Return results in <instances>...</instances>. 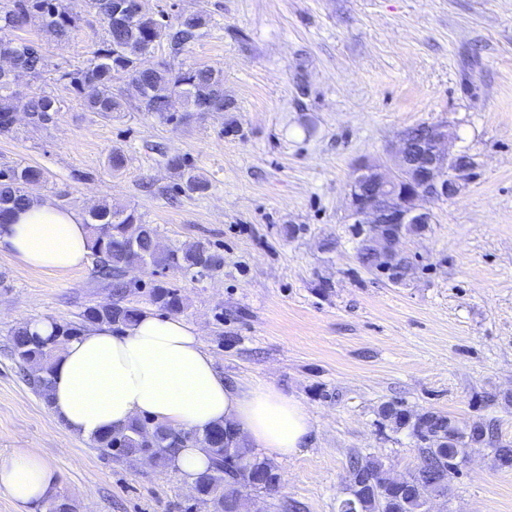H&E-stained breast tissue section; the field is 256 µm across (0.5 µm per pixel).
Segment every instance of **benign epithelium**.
Segmentation results:
<instances>
[{
	"mask_svg": "<svg viewBox=\"0 0 512 512\" xmlns=\"http://www.w3.org/2000/svg\"><path fill=\"white\" fill-rule=\"evenodd\" d=\"M125 0L112 2V29L128 24ZM455 139L445 123L403 130L392 164L360 161L348 184L346 223L366 230L364 239L382 258L407 256L406 237L434 223L432 204L456 197L478 167L473 155L451 151Z\"/></svg>",
	"mask_w": 512,
	"mask_h": 512,
	"instance_id": "obj_1",
	"label": "benign epithelium"
}]
</instances>
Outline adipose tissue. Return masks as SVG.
Segmentation results:
<instances>
[{
	"instance_id": "adipose-tissue-1",
	"label": "adipose tissue",
	"mask_w": 512,
	"mask_h": 512,
	"mask_svg": "<svg viewBox=\"0 0 512 512\" xmlns=\"http://www.w3.org/2000/svg\"><path fill=\"white\" fill-rule=\"evenodd\" d=\"M91 245L83 216L46 196L0 225V249L51 274L81 269ZM49 408L84 438L141 417L185 431L224 424L275 460L309 446L315 433L299 399L267 381L225 379L194 323L150 308L122 330L96 324L69 340L54 360ZM57 486L58 470L40 449L16 448L0 460V491L23 512L43 505Z\"/></svg>"
}]
</instances>
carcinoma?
I'll return each instance as SVG.
<instances>
[{"instance_id": "1", "label": "carcinoma", "mask_w": 512, "mask_h": 512, "mask_svg": "<svg viewBox=\"0 0 512 512\" xmlns=\"http://www.w3.org/2000/svg\"><path fill=\"white\" fill-rule=\"evenodd\" d=\"M113 0H87V4L107 24L106 37L96 44L89 64L73 71H62L58 80L79 97L85 108L110 120L112 114L125 112L129 100L119 81L132 88L137 108L172 122L176 116L164 111L168 100L182 99L186 112L224 111V72L212 66L174 68L161 60L151 68L138 66L139 58L154 54L162 43L171 53L181 54L204 35L210 19L206 15L178 14L157 18L146 10L130 17V24L119 37L112 35ZM30 22L39 23L56 38L70 36L77 23L72 0H0V28H15ZM11 61L33 75L47 67L38 45L26 40L0 39V62ZM27 112L33 122L45 126L61 111L59 102L45 94H36L27 101L17 100L11 84L0 79V135L14 130L16 114ZM166 166L182 179L183 191L202 194L209 183L193 173L183 156L174 155ZM46 181L43 169L17 165L0 170V223L10 219L12 212L28 205L30 189ZM93 238L94 272L110 281L113 300L90 307L84 318L89 323L101 321L121 327L133 321L139 309L124 303L127 283L122 279L125 269L133 266L193 271L202 276L220 267V257L202 243L176 247L159 253L155 249L158 228L146 224L135 210L123 204H102L88 212ZM152 302L178 312L184 308L179 289L160 281L151 291ZM76 336V331L61 325L55 334L42 338L33 336L20 326L11 334L13 352L20 366L36 359L41 371L30 384L44 400H50L49 374L52 357L60 346ZM379 418L407 429L416 440L419 463L408 475L406 487L395 494V477L383 462L370 455H353L349 471L355 480L337 506V512H427L431 494H446L450 479L459 474L466 460L467 449L479 445L490 449L494 465L501 471H512V445L499 439V424L494 417H480L466 428L459 429L447 415L426 411L412 414L401 405L389 402L380 406ZM99 448L117 452L126 458L147 454L159 467L174 465L178 449L194 442L207 448L212 466L195 480L194 499L211 504L214 512H240L241 485L249 481L256 494H267L278 481L275 468L257 457L230 427L214 425L202 431L184 434L148 428L139 419L126 428L93 438Z\"/></svg>"}]
</instances>
